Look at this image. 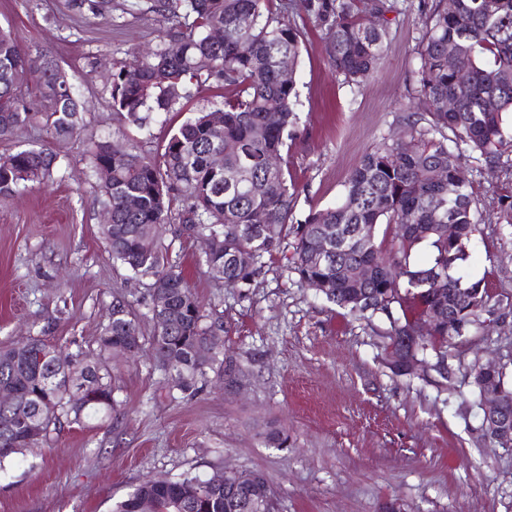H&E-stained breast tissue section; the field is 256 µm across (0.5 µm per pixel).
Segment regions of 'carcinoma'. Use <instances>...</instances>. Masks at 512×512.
Wrapping results in <instances>:
<instances>
[{"instance_id":"1","label":"carcinoma","mask_w":512,"mask_h":512,"mask_svg":"<svg viewBox=\"0 0 512 512\" xmlns=\"http://www.w3.org/2000/svg\"><path fill=\"white\" fill-rule=\"evenodd\" d=\"M112 0H71L73 10L104 15ZM304 13L326 31L330 63L350 86H360L378 67L389 41L386 24H370L393 11L391 0H300ZM150 11L177 19V31H164L160 44L112 74V110L130 123L143 125L145 112H170L185 97L187 85H223L230 95L201 109L184 122L163 146L159 159L126 151L111 154L101 142L91 149L94 174L105 169L108 180H97L100 196L112 208V223L100 233L114 263L146 280L151 302L176 315L173 325L152 317L154 331L144 338L131 305L117 301L99 336L101 354L135 358L149 347L155 366L183 393L197 390L205 368L219 351L200 352L223 328L206 326L203 305L178 266L169 263L162 239L171 224L193 237L219 234L217 247L205 254L208 271L237 288H249L261 270L260 259L281 241L294 238L293 270L298 281L327 285L325 299L367 320L385 318L387 347L413 342L416 327L435 318L434 338L422 345L426 359L434 353L433 369L447 378L448 343L468 327L481 325L493 293L485 280L456 275L479 232L481 210L470 182L460 177L461 146L490 170L512 173L505 155L512 153V0H429L422 10L416 44L420 60L409 97L423 111L399 119L406 141L384 138L362 155L351 172L342 199L334 206L310 209L293 223L296 184L283 164L266 167L270 155L282 157L290 128L297 123L295 82L279 78L286 58L298 65L303 29L286 16L276 0H150ZM250 18L243 29L239 19ZM224 32L220 41L209 33ZM459 55V67H448V49ZM42 70L44 108L33 112L24 97L25 74ZM455 108L448 109V100ZM279 102L272 111L268 103ZM223 113V126L208 125V113ZM84 103L51 53L23 50L15 36L0 30V138L40 123L55 139L75 136ZM224 152V167L210 155ZM57 156L47 148H25L0 156V196L19 187L41 185L52 176ZM447 171L434 180L435 170ZM185 206L173 209L176 197ZM136 201L133 209L127 199ZM274 225L269 234L260 223ZM496 223L512 225V193L497 198ZM381 224L395 225L390 246L378 240ZM435 224H453L456 237L444 239ZM327 255L314 259L319 239ZM432 249L431 260L418 265V247ZM250 251L245 266L237 255ZM364 264L370 276L361 302L340 276L344 266ZM0 386L16 393L0 404V464L47 441L63 423L112 418L116 405L111 374L105 361L55 354V347L31 338L25 351L0 348ZM271 485L249 483L207 485L185 472L175 480L144 479L113 512H138L141 502L153 512H271Z\"/></svg>"}]
</instances>
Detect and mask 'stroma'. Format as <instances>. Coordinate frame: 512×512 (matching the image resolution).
Returning <instances> with one entry per match:
<instances>
[{"label":"stroma","mask_w":512,"mask_h":512,"mask_svg":"<svg viewBox=\"0 0 512 512\" xmlns=\"http://www.w3.org/2000/svg\"><path fill=\"white\" fill-rule=\"evenodd\" d=\"M381 68L359 87L328 62L324 29L303 18L296 72L298 122L284 158L296 179L294 220L337 203L366 149L395 135L419 61L422 0H394ZM147 0H112L107 18L77 14L68 0H0V26L51 51L86 104L76 138L41 125L0 139V155L46 146L51 181L0 197V346L42 337L68 354L96 356L114 299L129 301L153 333L147 289L113 263L100 234L104 206L87 149L105 140L157 158L196 110L224 87L191 89L181 109L146 126L110 107V76L136 49L154 47L160 24ZM293 240L264 256L248 293L207 272L200 239L166 234L169 262L189 277L209 320L224 325L220 357L233 383L207 369L196 394L172 389L150 354L111 359L119 406L111 420L63 424L47 443L0 468V512H112L144 478L191 471L259 470L274 512H512V448L485 446L473 372L496 362L512 384V226L485 223L461 269L489 282L490 333L469 330L448 349V376L392 373L388 323L366 321L299 286ZM278 428L288 445L265 434Z\"/></svg>","instance_id":"1"}]
</instances>
